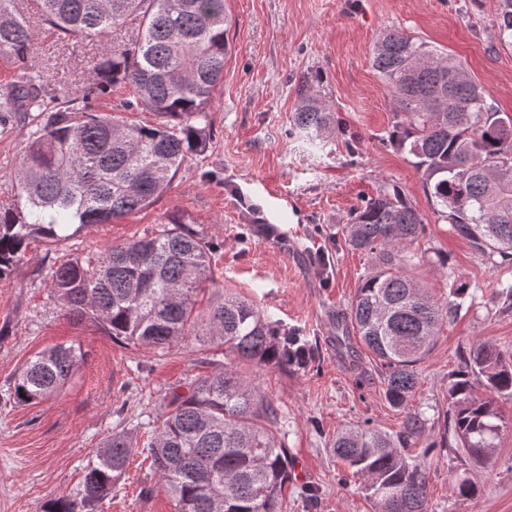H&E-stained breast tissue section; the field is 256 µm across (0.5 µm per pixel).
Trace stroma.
<instances>
[{
    "instance_id": "35a3bbf8",
    "label": "stroma",
    "mask_w": 512,
    "mask_h": 512,
    "mask_svg": "<svg viewBox=\"0 0 512 512\" xmlns=\"http://www.w3.org/2000/svg\"><path fill=\"white\" fill-rule=\"evenodd\" d=\"M497 0H227L231 53L224 84L209 112L210 146L181 168L149 207L109 224L83 227L62 243L32 242L25 259L0 279V512H42L47 501L78 488L85 468L112 433L145 442L148 423L173 394L216 371L212 352L194 343L165 351L112 340L100 325L65 316L49 288L52 270L69 259L98 260L110 246L155 232L173 214L189 218L216 244L213 264L223 288L253 301L270 320L299 331L310 345L307 365L258 367L238 362L240 376L259 383L276 404L279 436L292 480L286 512H374L362 483L336 460V431L364 421L387 433L405 411L392 407L381 369L358 336L353 354L336 345V318L345 313L369 255L350 249L343 235L355 209L398 191L428 230L416 250V276L438 297L450 283L438 255L471 284L458 318L444 327L417 367L419 384L408 410L423 412L432 438L443 432L448 381L476 340L494 343L512 361V300L501 283L512 266L472 251L438 221L412 156L389 145L392 101L371 64L379 34L400 29L459 58L487 100L512 115V48L496 37ZM28 15L32 49L51 69L49 91L79 97L93 82L90 59L98 40L59 41L45 32L37 4ZM318 90L336 118L355 135L311 151L292 116L301 83ZM34 129L32 114L0 126V208L14 199L11 175ZM59 344L79 346L71 379L52 397L16 403L8 386L35 353ZM428 512H512V433L483 464L463 449L436 448L426 461ZM473 482L477 492L452 495L449 478ZM156 476L143 455L99 512H172L164 492L147 496ZM318 492L309 504L305 488Z\"/></svg>"
}]
</instances>
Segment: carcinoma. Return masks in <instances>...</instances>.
I'll list each match as a JSON object with an SVG mask.
<instances>
[{
	"label": "carcinoma",
	"mask_w": 512,
	"mask_h": 512,
	"mask_svg": "<svg viewBox=\"0 0 512 512\" xmlns=\"http://www.w3.org/2000/svg\"><path fill=\"white\" fill-rule=\"evenodd\" d=\"M0 0V60L16 67L0 83V112H39L40 124L12 176L16 203L0 211V279L14 273L30 241L57 244L88 224H109L151 205L189 158L207 151L208 109L224 83L230 54L226 0H40L41 20L58 39H106L137 15L136 35L105 49L93 64L92 92L128 87L124 110L156 113V125L128 124L98 110L89 96L61 102L33 55L34 31L17 6ZM498 42L512 46V0H498ZM373 69L385 82L396 121L390 141L414 158L438 220L477 254L512 265V116L488 103L461 60L423 39L386 30L374 43ZM292 117L310 148L354 136L303 82ZM419 213L399 193L366 202L345 225V242L374 258L359 281L349 312L337 320L340 346L355 328L382 368L384 395L404 408L416 393L417 364L445 323L455 321L470 285L448 259V299L431 295L413 274V245L425 234ZM215 246L190 222L171 218L131 242L111 246L96 264L75 259L52 270L50 288L64 310L104 327L128 346L171 348L195 340L223 355L257 365L287 366V331L257 305L214 288ZM81 350L56 345L33 356L14 376L10 396L29 404L55 394L74 374ZM512 399V364L490 342L472 343L448 383L445 433L476 462L489 459L512 416L498 399ZM279 412L255 383L233 366L194 381L152 420L143 449L173 512H282L288 490L287 448L279 441ZM427 419L405 416L393 436L367 424L342 429L333 454L363 480L377 512H427L426 464L437 444ZM137 442L115 432L86 469L74 496H59L43 512H98L125 474Z\"/></svg>",
	"instance_id": "1"
}]
</instances>
